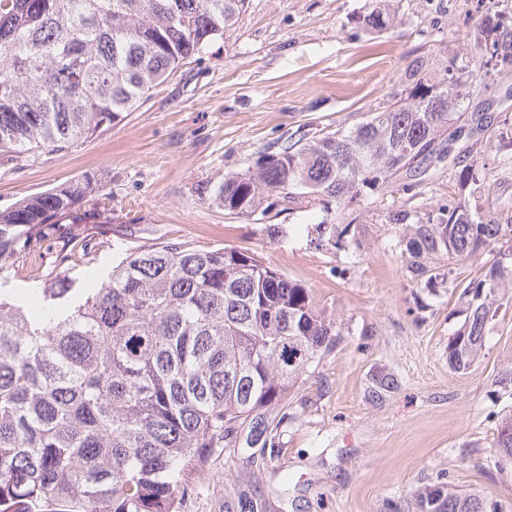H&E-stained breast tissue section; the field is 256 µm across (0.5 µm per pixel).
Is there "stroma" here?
Wrapping results in <instances>:
<instances>
[{
  "label": "stroma",
  "instance_id": "stroma-1",
  "mask_svg": "<svg viewBox=\"0 0 512 512\" xmlns=\"http://www.w3.org/2000/svg\"><path fill=\"white\" fill-rule=\"evenodd\" d=\"M373 0H250L223 40L182 67L151 97L101 136L62 149L0 156V210L83 176L100 178L111 211L92 219L96 203L78 206L79 228L109 227L95 266L150 239L186 241L200 249L248 248L267 264L312 288L334 315L342 342L288 396L285 446L260 476L284 512H418L414 488L444 473L458 489L512 512V461L491 463L489 444L512 412V388L496 383L512 364V303L491 323L486 355L465 372L448 366V339L463 323L455 282L480 262L455 268L439 261L440 277L417 284L399 245L392 215L435 224L458 195L457 171L431 166L420 186L368 193L337 224V243L314 242L319 202L301 207L267 200L262 220L233 217L201 199L229 172L255 166L289 136L307 139L360 122L399 91L406 64L444 53L449 72L469 75L482 18L512 29V0H397L395 23L367 32L360 18ZM482 91L465 105L484 116L474 172L480 193L466 196L480 216L512 224V62L479 75ZM286 237L270 241L264 227ZM397 378L382 399L371 398L378 376ZM244 466L215 456L193 474L185 512H224V489Z\"/></svg>",
  "mask_w": 512,
  "mask_h": 512
}]
</instances>
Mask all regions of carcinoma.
Segmentation results:
<instances>
[{
	"mask_svg": "<svg viewBox=\"0 0 512 512\" xmlns=\"http://www.w3.org/2000/svg\"><path fill=\"white\" fill-rule=\"evenodd\" d=\"M249 0H0V152L62 148L122 121L210 44ZM395 14L375 6L372 32ZM512 38L484 24L473 66L489 72ZM422 55L404 69L385 110L350 129L288 140L244 172H229L213 201L250 217L270 196L330 198L343 214L366 191L416 185L431 164L458 167L456 134L470 83L431 74ZM100 193L86 176L0 211V274L61 243L33 296L0 288V512H183L190 476L208 458L240 456L256 477L279 457L288 394L334 350L341 332L311 288L238 247L146 242L104 278L57 268L88 265L101 244L77 240L57 217ZM413 278L439 256L448 269L497 250L456 284L464 321L448 365L470 369L491 322L512 301V224L487 223L448 197L437 224H403ZM488 458L512 460V414ZM264 492L224 489V512H270ZM419 512H503L444 481L416 492Z\"/></svg>",
	"mask_w": 512,
	"mask_h": 512,
	"instance_id": "obj_1",
	"label": "carcinoma"
}]
</instances>
